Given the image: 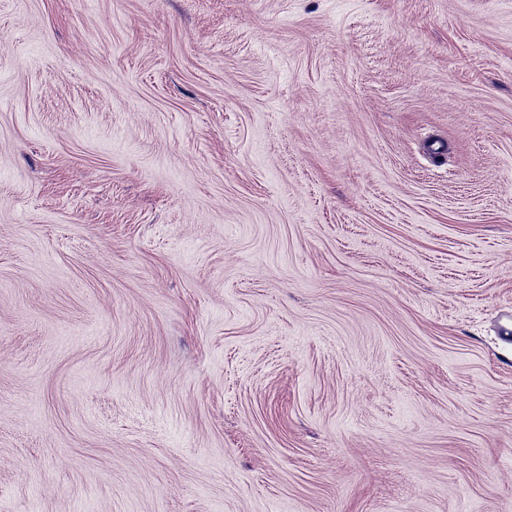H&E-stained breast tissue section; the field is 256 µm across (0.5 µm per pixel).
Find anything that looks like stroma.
<instances>
[{
  "mask_svg": "<svg viewBox=\"0 0 512 512\" xmlns=\"http://www.w3.org/2000/svg\"><path fill=\"white\" fill-rule=\"evenodd\" d=\"M512 0H0V512H512Z\"/></svg>",
  "mask_w": 512,
  "mask_h": 512,
  "instance_id": "1",
  "label": "stroma"
}]
</instances>
